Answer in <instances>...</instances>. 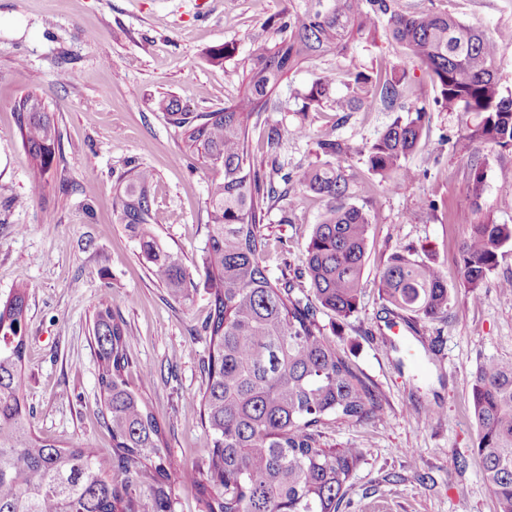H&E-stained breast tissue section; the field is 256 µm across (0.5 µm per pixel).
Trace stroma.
<instances>
[{"instance_id":"stroma-1","label":"stroma","mask_w":512,"mask_h":512,"mask_svg":"<svg viewBox=\"0 0 512 512\" xmlns=\"http://www.w3.org/2000/svg\"><path fill=\"white\" fill-rule=\"evenodd\" d=\"M411 10L457 13L491 30L512 26V0H400ZM281 0H0V300L30 284L25 315L27 352L23 395L38 436L112 452L103 423L99 356L93 316L107 303L129 334L131 367L153 373L146 399L161 422L170 458L205 470L212 439L189 398L207 381L209 347L203 330L210 312L201 286L209 225L206 202L212 173L193 155L184 128L155 106L177 99L203 116L243 93L247 79L237 60L211 64L209 50L228 44L246 52L268 37L266 22ZM408 67L410 88L429 106L428 149L407 164L419 178L391 193L364 157L351 163L356 204L372 208L366 284L357 311L341 318L321 311L323 336L378 393L384 415L326 429V448H360L364 457L347 492L346 512H493L475 453L472 374L486 358H512V254L486 278L480 300L460 280L459 249L472 224L490 216L512 224V150L465 138L479 117L432 109L427 71L406 62L388 37L357 43L344 58L327 57L288 74L275 94L278 109L248 122L251 160L280 180L315 158L327 132L362 145L390 124L381 105L358 112L299 110L298 90L324 69ZM38 95L59 131L55 161L41 191L31 195L32 161L22 145L15 105ZM308 135L296 137L297 127ZM282 135L276 154L266 148L270 128ZM486 168L473 197L470 162ZM154 174L151 199L165 221L156 232L177 252L198 288L192 300L171 296L142 259L112 207L130 165ZM323 204L308 195L275 201L264 226L263 264L271 280L302 278L305 248ZM438 264L452 290L442 317L408 328L389 313L374 285L387 256L402 249ZM434 409L430 422L421 413Z\"/></svg>"}]
</instances>
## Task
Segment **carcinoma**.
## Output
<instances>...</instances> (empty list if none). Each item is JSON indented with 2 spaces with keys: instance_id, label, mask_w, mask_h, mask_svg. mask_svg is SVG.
Wrapping results in <instances>:
<instances>
[{
  "instance_id": "obj_1",
  "label": "carcinoma",
  "mask_w": 512,
  "mask_h": 512,
  "mask_svg": "<svg viewBox=\"0 0 512 512\" xmlns=\"http://www.w3.org/2000/svg\"><path fill=\"white\" fill-rule=\"evenodd\" d=\"M268 27L271 37L253 42L240 59L247 89L224 108L197 122L178 101L157 102L186 128L192 153L213 173L202 257L210 302L207 381L201 396L189 401L212 437L206 473L168 460L146 401L153 374L143 369L137 382L129 381L124 324L104 303L95 312L92 335L112 456L35 433L23 396L25 285L0 303V512H139L137 488L162 504L175 481L197 487L198 512H342L364 452L324 448L319 438L337 423L383 413L379 395L325 340L316 320L319 310L350 316L364 288L370 226L377 218L350 202L348 163L364 156L368 171L389 192L414 182L417 174L406 160L426 146V111L407 107V117H396L362 147L323 134L316 161L294 177L281 176L299 195L324 202L306 246L302 275L313 295L306 302L290 282L271 281L260 264L271 203L290 188L278 190L251 163L246 122L277 111L274 92L289 72L318 58H344L355 35L373 39L382 29L429 73L437 110L481 116L467 131L468 141L512 149V90H504L500 78V50L512 44V29L489 32L451 11L410 12L399 0H288ZM336 82L335 71L318 73L299 92L301 111L358 112L379 103L396 112L410 94L401 65L348 70L343 92ZM17 113L22 143L38 169L31 184L35 196L51 169L56 127L34 95L19 102ZM153 179L148 170L128 169L113 208L153 275L173 296L188 300L196 284L155 231L162 217L151 202ZM511 248V224L487 217L471 225L460 247V273L474 300H481L479 288ZM375 285L390 310L410 320L433 321L452 301L442 269L410 250L390 254ZM472 414L482 478L496 512H512V358H489L477 367Z\"/></svg>"
}]
</instances>
